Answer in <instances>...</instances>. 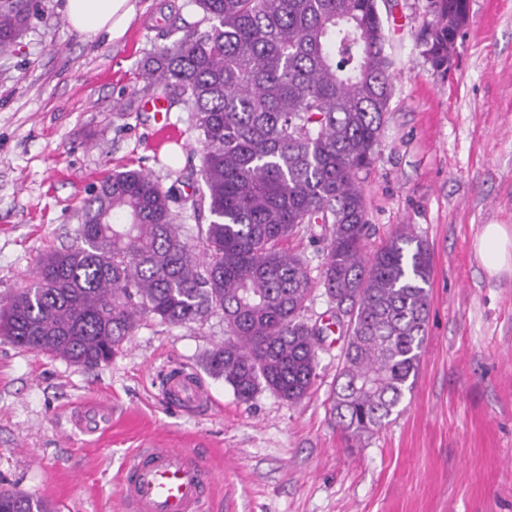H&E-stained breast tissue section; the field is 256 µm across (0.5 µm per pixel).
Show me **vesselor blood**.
Segmentation results:
<instances>
[{"label": "vessel or blood", "mask_w": 512, "mask_h": 512, "mask_svg": "<svg viewBox=\"0 0 512 512\" xmlns=\"http://www.w3.org/2000/svg\"><path fill=\"white\" fill-rule=\"evenodd\" d=\"M165 392L169 399L201 404L208 396L193 377L171 374ZM210 473L185 448H139L120 474L123 512H207L212 498Z\"/></svg>", "instance_id": "vessel-or-blood-1"}]
</instances>
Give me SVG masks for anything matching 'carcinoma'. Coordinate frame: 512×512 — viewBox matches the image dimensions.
I'll use <instances>...</instances> for the list:
<instances>
[{
    "label": "carcinoma",
    "mask_w": 512,
    "mask_h": 512,
    "mask_svg": "<svg viewBox=\"0 0 512 512\" xmlns=\"http://www.w3.org/2000/svg\"><path fill=\"white\" fill-rule=\"evenodd\" d=\"M200 22L152 60L143 93L192 112L204 189L182 196L148 173L114 171L82 208L80 245L51 251L34 280L0 300V337L87 368L107 363L140 322L224 318L207 367L247 402L262 387L289 402L309 393L332 323L304 320L306 259L321 245L322 284L348 318L333 411L351 437L381 427L412 390L425 340L432 261L398 230L377 249L358 174L376 155L393 93L377 0H196ZM423 53L448 68L468 0H431ZM39 0H0V55L35 20ZM208 213L197 237L176 205ZM321 233L313 234L314 225ZM0 512H51L0 493Z\"/></svg>",
    "instance_id": "obj_1"
}]
</instances>
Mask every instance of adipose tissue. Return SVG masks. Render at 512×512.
<instances>
[{
	"label": "adipose tissue",
	"instance_id": "ef3b65f1",
	"mask_svg": "<svg viewBox=\"0 0 512 512\" xmlns=\"http://www.w3.org/2000/svg\"><path fill=\"white\" fill-rule=\"evenodd\" d=\"M67 23L88 34L121 36L134 9L130 0H66ZM476 256L489 274L512 267V232L502 224L485 225L475 243Z\"/></svg>",
	"mask_w": 512,
	"mask_h": 512
}]
</instances>
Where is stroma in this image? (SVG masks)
I'll return each mask as SVG.
<instances>
[{
    "instance_id": "1",
    "label": "stroma",
    "mask_w": 512,
    "mask_h": 512,
    "mask_svg": "<svg viewBox=\"0 0 512 512\" xmlns=\"http://www.w3.org/2000/svg\"><path fill=\"white\" fill-rule=\"evenodd\" d=\"M120 38L71 28L65 0H40L33 22L0 56V298L30 281L40 257L75 245L85 201L112 171L141 169L162 186L204 187L191 114H168L161 140L141 110L142 74L172 38L164 17L201 20L194 0H131ZM394 61L380 145L359 175L371 247L401 226L432 256L425 344L413 390L379 429L349 440L332 395L344 330L317 349L313 386L291 403L263 388L240 401L206 360L224 321H142L123 351L88 369L0 342V491L54 512H121L119 475L150 444L199 455L214 479L210 512H512V270L488 275L474 254L487 224L512 230V0H469L447 70L422 36L428 0H378ZM304 317L328 318L323 256L308 236ZM180 366L212 397L181 410L162 399L161 367ZM106 399L109 420L74 421Z\"/></svg>"
}]
</instances>
